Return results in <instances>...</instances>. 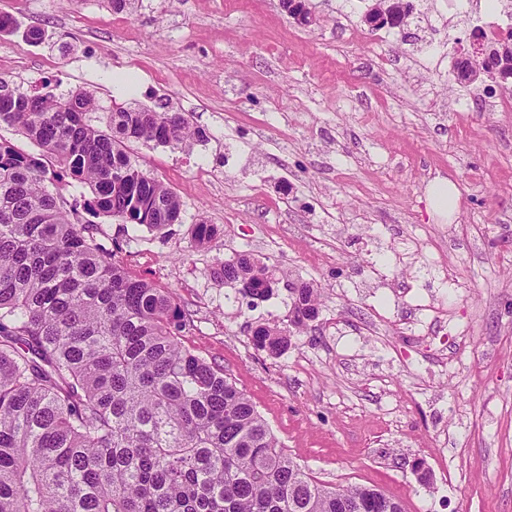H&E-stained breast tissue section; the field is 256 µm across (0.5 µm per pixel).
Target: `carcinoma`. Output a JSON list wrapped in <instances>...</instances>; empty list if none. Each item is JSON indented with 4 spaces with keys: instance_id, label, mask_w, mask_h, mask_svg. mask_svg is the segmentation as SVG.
<instances>
[{
    "instance_id": "carcinoma-1",
    "label": "carcinoma",
    "mask_w": 512,
    "mask_h": 512,
    "mask_svg": "<svg viewBox=\"0 0 512 512\" xmlns=\"http://www.w3.org/2000/svg\"><path fill=\"white\" fill-rule=\"evenodd\" d=\"M93 94L22 92L0 78V512H405L371 487H331L293 460L224 367L181 342L174 292L131 276L79 210L160 230L179 196L134 165L130 140L179 149L204 137L184 112L119 108L85 121ZM90 196L67 202L64 176ZM214 274L266 298L277 270L226 259ZM291 327L319 312L302 284ZM272 354L286 331L261 327Z\"/></svg>"
}]
</instances>
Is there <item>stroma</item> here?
Listing matches in <instances>:
<instances>
[{
    "mask_svg": "<svg viewBox=\"0 0 512 512\" xmlns=\"http://www.w3.org/2000/svg\"><path fill=\"white\" fill-rule=\"evenodd\" d=\"M342 2L305 0V25L280 0H139L132 13L0 0L13 20L0 77L93 93L87 120L101 129L116 107L145 106L203 130L181 149L127 148L180 197V223L101 215L94 236L174 292L184 345L223 366L295 461L406 512H512V112L492 99L512 79L458 80L464 19L432 72L409 67L435 37L415 22L375 65V0H354L355 39L336 28ZM439 180L459 194L447 223L427 201ZM202 219L215 228L203 244ZM239 253L281 271L269 298L216 277ZM302 282L324 290L317 318L281 353L257 349L254 330L287 327Z\"/></svg>",
    "mask_w": 512,
    "mask_h": 512,
    "instance_id": "obj_1",
    "label": "stroma"
}]
</instances>
